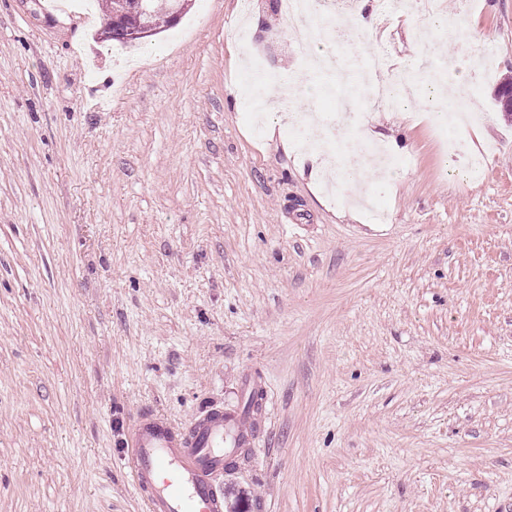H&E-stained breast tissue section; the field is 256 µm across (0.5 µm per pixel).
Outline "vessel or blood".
<instances>
[{
  "label": "vessel or blood",
  "instance_id": "vessel-or-blood-1",
  "mask_svg": "<svg viewBox=\"0 0 512 512\" xmlns=\"http://www.w3.org/2000/svg\"><path fill=\"white\" fill-rule=\"evenodd\" d=\"M250 435L238 416L213 409L180 428L152 411H141L127 442L130 476L143 493L146 512H223L213 482L228 455Z\"/></svg>",
  "mask_w": 512,
  "mask_h": 512
}]
</instances>
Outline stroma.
Returning a JSON list of instances; mask_svg holds the SVG:
<instances>
[{
	"label": "stroma",
	"instance_id": "obj_1",
	"mask_svg": "<svg viewBox=\"0 0 512 512\" xmlns=\"http://www.w3.org/2000/svg\"><path fill=\"white\" fill-rule=\"evenodd\" d=\"M458 2L470 39L416 10L341 54L323 103L273 0H192L132 61L86 8L0 0V512H144L139 412L185 427L256 392L226 512H512V0ZM384 45L450 85L492 59L464 155L431 104L350 99ZM253 64L290 80L271 135ZM325 111L406 141L389 185L362 173L385 217L337 204L289 137ZM251 74L252 76H248L243 80L245 104L250 112H266L263 104L267 102L266 94L256 87V83H263L266 77L254 69L251 70Z\"/></svg>",
	"mask_w": 512,
	"mask_h": 512
}]
</instances>
